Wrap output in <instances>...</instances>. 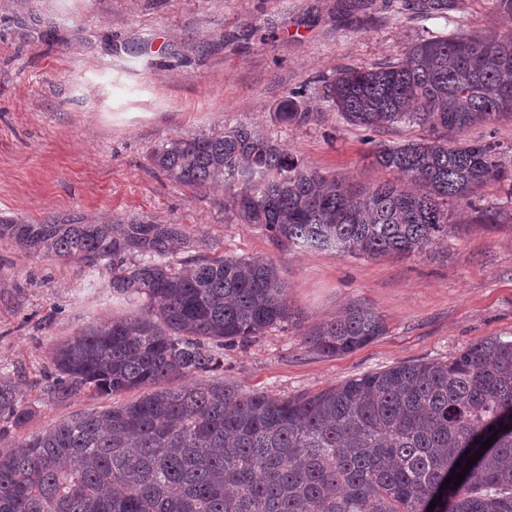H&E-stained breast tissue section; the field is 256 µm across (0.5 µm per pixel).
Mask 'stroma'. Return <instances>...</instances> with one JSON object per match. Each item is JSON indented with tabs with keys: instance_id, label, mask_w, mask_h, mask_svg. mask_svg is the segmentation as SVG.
Masks as SVG:
<instances>
[{
	"instance_id": "1",
	"label": "stroma",
	"mask_w": 512,
	"mask_h": 512,
	"mask_svg": "<svg viewBox=\"0 0 512 512\" xmlns=\"http://www.w3.org/2000/svg\"><path fill=\"white\" fill-rule=\"evenodd\" d=\"M448 20L489 40L512 34L495 0H448L444 21L386 0H0V217L144 215L184 225L197 254L271 260L300 318L225 349L213 377L244 389L317 391L400 362L445 361L486 336L512 340V197L498 185L460 204L444 246L358 259L279 250L225 210L231 187H185L151 162L171 138L244 123L315 170L384 180L371 163L376 143L422 128L368 133L344 122L321 87L339 69L401 59ZM297 90L314 119L281 125L274 114ZM479 208L498 211L499 224L474 223ZM109 281L0 240V373L30 411L6 444L112 404L106 394L57 402L42 390L57 342L139 310ZM353 303L384 319L383 336L335 358L306 345L310 326Z\"/></svg>"
}]
</instances>
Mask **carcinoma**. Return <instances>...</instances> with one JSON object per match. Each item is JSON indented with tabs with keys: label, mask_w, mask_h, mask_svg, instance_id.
Segmentation results:
<instances>
[{
	"label": "carcinoma",
	"mask_w": 512,
	"mask_h": 512,
	"mask_svg": "<svg viewBox=\"0 0 512 512\" xmlns=\"http://www.w3.org/2000/svg\"><path fill=\"white\" fill-rule=\"evenodd\" d=\"M402 9L427 18L446 3L403 0ZM325 95L349 125L426 129L373 153L415 190L323 174L243 123L170 139L153 164L183 186L235 187L237 219L280 249L357 258L436 247L459 202L490 184L512 195L497 144L462 137L512 118V36L433 34L398 61L339 70ZM275 119L301 126L312 113L295 93ZM3 238L105 269L113 293L143 299L137 313L56 345L48 397L145 393L1 447L0 512H429L439 492L438 512H512V340L488 336L445 362H402L314 393L247 391L209 373L225 347L296 317L273 262L195 256L183 270L173 259L193 247L188 230L144 218L1 219ZM385 332L379 315L352 304L304 340L336 357ZM175 378L185 383L170 387ZM28 416L12 378L0 375V437ZM479 450L460 485L441 489Z\"/></svg>",
	"instance_id": "cac0c4a2"
}]
</instances>
